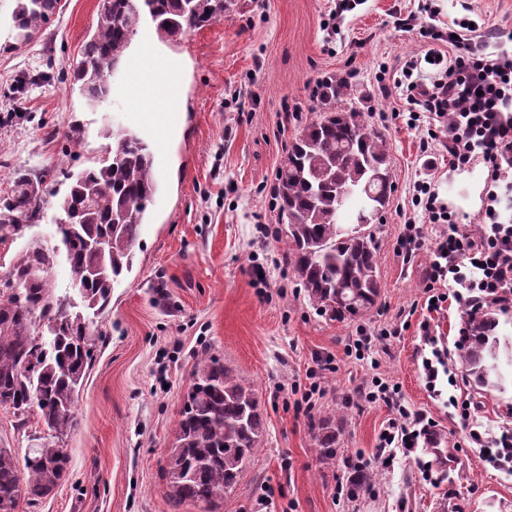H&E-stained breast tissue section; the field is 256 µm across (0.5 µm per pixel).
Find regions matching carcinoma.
Listing matches in <instances>:
<instances>
[{
  "label": "carcinoma",
  "mask_w": 512,
  "mask_h": 512,
  "mask_svg": "<svg viewBox=\"0 0 512 512\" xmlns=\"http://www.w3.org/2000/svg\"><path fill=\"white\" fill-rule=\"evenodd\" d=\"M58 0H16L15 39L31 43L56 14ZM233 0H102L96 33L82 50L77 80L92 105L112 96V71L119 68L144 18L156 35H187L224 17ZM346 86L328 79L320 97L328 103ZM102 156L71 175L56 204L58 240L65 253L74 295H59L47 277H33L19 299L0 288V406L15 413L37 410L55 442L27 449L19 464L0 448V512H16L23 498L50 494L64 479L69 454L57 441L76 426L75 409L93 360L96 339L85 312H103L113 288L131 272L147 204L158 191L150 142L132 128L105 130ZM391 158L385 140L351 107L329 108L291 142L277 173V199L288 261L309 303L336 320L354 318L380 296L377 249L362 221L389 200ZM41 176L20 169L11 194L0 202V224L29 227L41 218ZM351 191L338 202V190ZM107 250H94L99 242ZM37 262L21 251L10 271L30 273ZM498 322L489 312L466 318L468 346L463 362L475 381L487 384L495 369ZM266 420L254 390L228 366L200 360L184 397L165 469V494L216 512L232 492L243 467L263 442ZM313 437L324 460L335 455L336 434L322 421Z\"/></svg>",
  "instance_id": "obj_1"
}]
</instances>
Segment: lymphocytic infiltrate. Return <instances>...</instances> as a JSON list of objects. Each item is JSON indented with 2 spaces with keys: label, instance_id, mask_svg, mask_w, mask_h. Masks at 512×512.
<instances>
[{
  "label": "lymphocytic infiltrate",
  "instance_id": "obj_1",
  "mask_svg": "<svg viewBox=\"0 0 512 512\" xmlns=\"http://www.w3.org/2000/svg\"><path fill=\"white\" fill-rule=\"evenodd\" d=\"M435 40L447 42L454 50V62L431 85L408 84L409 98L419 102L430 125L444 132L443 146L451 166L469 165L482 159L492 181H500L504 164L512 162V55L489 58L482 45L465 38L435 33ZM496 191H489L484 211L483 232L471 236L458 224L447 205L439 202L430 185L420 186L416 203L430 223L440 225L434 242H426L422 226L409 224L399 242L405 260L429 251L426 287L440 310L442 303L455 299L468 315H478L492 304L512 307V224L496 220ZM454 282L452 293L442 292L441 284ZM357 396L381 401L390 411L378 443L380 460H394L398 452H409L419 441L435 436L429 416L407 406L396 385L373 381L357 388ZM461 425L470 429L469 438L486 462L498 469L512 470V427L479 432L469 426V406L457 412Z\"/></svg>",
  "mask_w": 512,
  "mask_h": 512
}]
</instances>
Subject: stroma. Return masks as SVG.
Listing matches in <instances>:
<instances>
[{
  "label": "stroma",
  "instance_id": "1",
  "mask_svg": "<svg viewBox=\"0 0 512 512\" xmlns=\"http://www.w3.org/2000/svg\"><path fill=\"white\" fill-rule=\"evenodd\" d=\"M236 0L223 20L173 40L143 25L127 55L144 40L172 59L184 108L163 145L159 192L147 207L141 248L133 269L112 292L109 307L94 315L97 350L77 403V426L63 446L70 456L66 479L49 496L21 500L17 512H201L171 505L164 493L168 450L184 393L202 356L220 359L254 389L266 415L260 448L246 463L236 489L218 512H512V472L484 462L468 432L442 400L454 396L475 410L479 430L512 420V366L502 381L475 385L457 346L465 309L448 300L428 311V254L404 261L397 241L405 225L429 223L413 201L418 183L438 198L471 233L482 229L488 169L482 162L453 168L447 153H421L428 124L414 121L420 106L399 87L401 69L417 60L415 79L441 73L428 56L447 53L430 28L467 21L478 35L512 32V0ZM15 0H0V198L10 194L16 168L44 174L47 197L29 236L0 241V277L30 237H53L56 196L69 174L93 164L106 145L104 129H143L147 108L119 69L108 103L88 105L74 67L95 32L100 0H63L37 42L17 45ZM336 77L353 103L386 141L394 189L369 229L377 246L381 296L365 315L336 321L313 307L288 264L276 199L270 192L288 147L322 105L321 82ZM408 311L401 335L380 329ZM429 321L463 380L440 376L432 397L422 360L430 356L419 331ZM330 369H320L322 360ZM397 384L403 401L438 423L452 456L448 480L433 484L417 472L414 456L397 455L390 467L377 459L389 417L382 402L358 398L354 389L372 379ZM324 390L308 414L294 406L310 384ZM336 421V456L320 461L313 421ZM36 413L20 416L0 407V447L24 457L48 441ZM363 455L374 484L356 501L338 500L351 475L345 461Z\"/></svg>",
  "mask_w": 512,
  "mask_h": 512
}]
</instances>
